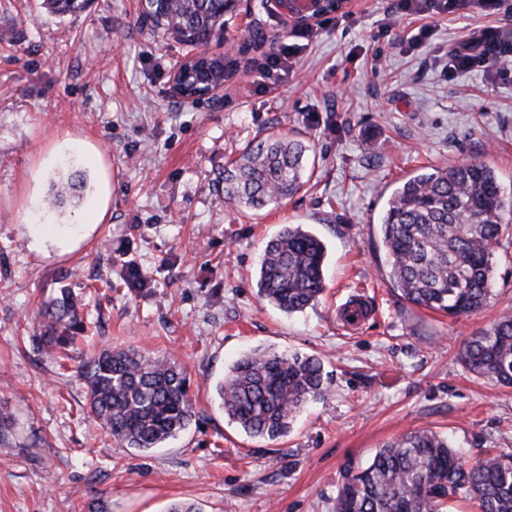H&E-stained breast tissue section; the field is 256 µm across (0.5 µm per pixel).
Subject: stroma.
Masks as SVG:
<instances>
[{
	"mask_svg": "<svg viewBox=\"0 0 512 512\" xmlns=\"http://www.w3.org/2000/svg\"><path fill=\"white\" fill-rule=\"evenodd\" d=\"M42 0H0V512H333L347 469L430 429L466 461L512 448V393L457 360L466 339L512 313V238L496 250L493 299L462 319L405 302L391 288L378 222L400 180L432 166L483 162L512 200V78L443 66L459 38L495 16L432 18L414 47L394 0H359L300 47L292 72L259 77L253 58L294 30L239 0L211 50L238 61L213 100L172 96L187 49L140 23L141 0H87L58 16ZM261 30L264 41H251ZM309 141L310 179L259 211L218 202L224 167L266 129ZM80 206L41 212L68 172ZM305 224L326 245V290L286 315L257 295L267 240ZM151 281L122 284L123 264ZM82 293L92 326L67 362L29 338L43 300ZM368 308L356 329L344 304ZM169 354L191 380L195 416L164 447L115 444L90 414L78 361L95 349ZM318 355L323 400L287 438L253 439L213 389L255 347Z\"/></svg>",
	"mask_w": 512,
	"mask_h": 512,
	"instance_id": "stroma-1",
	"label": "stroma"
}]
</instances>
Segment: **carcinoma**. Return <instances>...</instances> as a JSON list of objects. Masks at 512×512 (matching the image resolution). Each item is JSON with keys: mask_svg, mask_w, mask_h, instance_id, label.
<instances>
[{"mask_svg": "<svg viewBox=\"0 0 512 512\" xmlns=\"http://www.w3.org/2000/svg\"><path fill=\"white\" fill-rule=\"evenodd\" d=\"M49 12L64 16L83 0H44ZM236 0H143L142 16L161 29L188 36L195 45L223 31ZM236 60H199L190 98L223 79ZM311 145L280 134L256 136L224 168L220 199L260 210L296 194L305 184ZM69 177L54 185L48 205L75 196ZM379 233L391 287L405 301L458 318L488 306L492 299L495 249L512 236L495 170L483 162L430 167L396 187L386 201ZM325 243L302 224H287L263 251L258 295L292 315L317 303L325 290ZM120 278L129 291L148 287L133 264ZM77 295L69 288L44 302L36 349L67 352L86 332ZM473 374L512 388V313L499 315L459 353ZM90 413L113 440L140 451L160 448L184 431L194 417L189 383L171 356L144 355L113 348L80 360ZM328 391L323 361L316 355L255 348L237 358L216 385L224 415L250 437L275 441L288 437L297 414ZM468 499L478 512H512V449L500 448L466 462L447 437L432 430L402 435L385 444L373 460L349 473L336 492L335 512H440Z\"/></svg>", "mask_w": 512, "mask_h": 512, "instance_id": "cac0c4a2", "label": "carcinoma"}]
</instances>
